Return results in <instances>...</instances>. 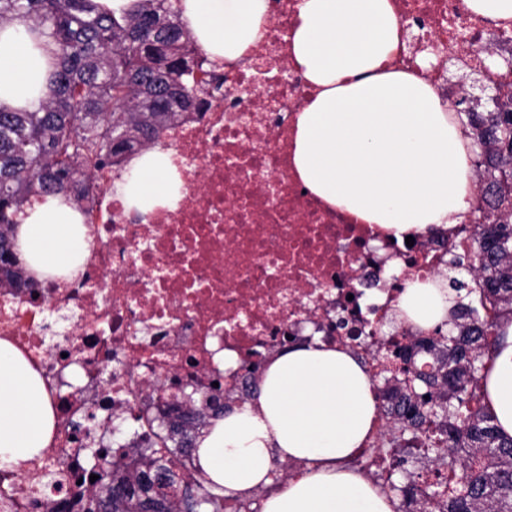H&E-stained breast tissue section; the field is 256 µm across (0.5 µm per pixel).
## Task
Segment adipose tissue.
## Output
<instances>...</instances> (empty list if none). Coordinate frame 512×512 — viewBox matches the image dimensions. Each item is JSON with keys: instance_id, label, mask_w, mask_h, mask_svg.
Returning a JSON list of instances; mask_svg holds the SVG:
<instances>
[{"instance_id": "obj_1", "label": "adipose tissue", "mask_w": 512, "mask_h": 512, "mask_svg": "<svg viewBox=\"0 0 512 512\" xmlns=\"http://www.w3.org/2000/svg\"><path fill=\"white\" fill-rule=\"evenodd\" d=\"M267 0H182L186 29L211 59L233 61L253 47ZM28 23L0 26V102L32 111L51 68ZM405 32L390 0H302L289 52L314 99L294 121V170L330 206L394 236L431 234L460 223L472 172L468 142L433 86L390 69ZM121 189L146 212L174 206L181 181L172 154L149 150ZM16 248L36 280L80 279L91 239L63 196L26 209ZM455 294L434 277L407 282L399 316L428 331L447 321ZM489 408L512 437V324L497 342L486 381ZM378 402L350 353L312 344L277 354L252 401L211 419L197 440L198 463L216 492L244 497L273 483L285 462L303 474L269 495L263 512H392L378 488L342 462L372 433ZM57 428L43 377L0 340V467L48 447Z\"/></svg>"}]
</instances>
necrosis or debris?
Masks as SVG:
<instances>
[{
    "mask_svg": "<svg viewBox=\"0 0 512 512\" xmlns=\"http://www.w3.org/2000/svg\"><path fill=\"white\" fill-rule=\"evenodd\" d=\"M300 0H268L261 38L242 60L224 69L221 95L205 97L197 112L180 114L164 131L182 179L175 208L149 215L104 195L91 222L94 243L85 279L41 282L37 292L0 288V340L11 342L44 376L65 425L25 472L0 470V512H47L49 499L80 512L94 485L86 450L103 428L136 403L164 409L183 392L213 383L239 384L243 357L268 360L282 336L346 348L383 374V354L411 337L393 328L399 289L385 271L434 277L448 266V244L472 236L459 224L413 244L376 233L370 225L327 206L296 178L294 117L313 96L292 63L287 37ZM415 27L392 61L448 95L443 65L422 67V43L436 42L465 66L492 43L512 46V19L492 26L464 0H393ZM67 314L56 343H48L45 306ZM79 368L81 386L68 376ZM97 428L73 431L87 410ZM437 428L399 430L389 451L369 448L353 458L368 477L383 481L397 458L435 447ZM62 472L65 492L38 480ZM446 468L425 470L416 484L414 512H442L437 486H453Z\"/></svg>",
    "mask_w": 512,
    "mask_h": 512,
    "instance_id": "4bbe7bcc",
    "label": "necrosis or debris"
}]
</instances>
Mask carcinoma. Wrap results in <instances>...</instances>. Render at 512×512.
<instances>
[{"label": "carcinoma", "mask_w": 512, "mask_h": 512, "mask_svg": "<svg viewBox=\"0 0 512 512\" xmlns=\"http://www.w3.org/2000/svg\"><path fill=\"white\" fill-rule=\"evenodd\" d=\"M181 0H135L120 13L99 9L94 0H0V26L18 18L31 22L37 44L48 38L52 79L35 111L0 102V288H36L14 248L18 215L35 196L62 194L79 204L97 190L94 175L124 161L137 147L155 143L164 126L196 108L197 81L186 58L197 43L181 19ZM475 152L482 215L473 242L448 250V264L471 272V282L454 279L457 303L451 333L421 337L393 353L400 361L399 386L381 391L391 413L412 427L427 417L448 418V452L432 448L433 462L460 471L459 487L448 492L446 512H512V438L503 435L485 403L484 380L500 328L512 323V108L458 112ZM433 361L426 373L422 359ZM236 401L234 390L212 397L204 411L181 419L166 438L165 463L148 458L137 488L115 482L118 462L99 449L92 465L97 490L83 512H183L180 503L151 507L159 475L180 461L193 477L197 512H224L241 499L214 491L191 449L208 420Z\"/></svg>", "instance_id": "cac0c4a2"}]
</instances>
